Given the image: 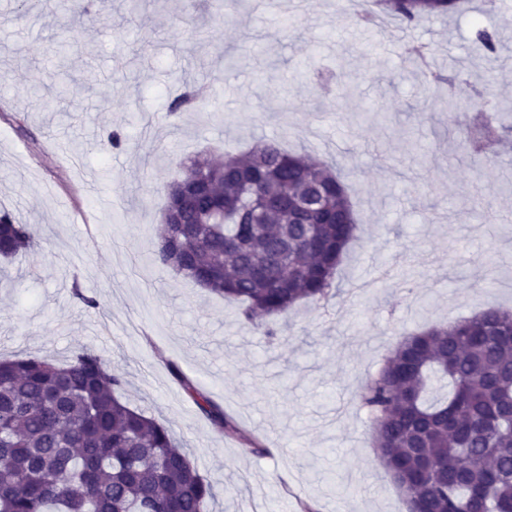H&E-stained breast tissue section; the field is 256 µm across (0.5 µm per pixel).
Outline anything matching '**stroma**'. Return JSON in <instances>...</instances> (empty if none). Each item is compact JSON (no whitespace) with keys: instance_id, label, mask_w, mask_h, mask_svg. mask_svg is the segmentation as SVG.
Segmentation results:
<instances>
[{"instance_id":"35a3bbf8","label":"stroma","mask_w":512,"mask_h":512,"mask_svg":"<svg viewBox=\"0 0 512 512\" xmlns=\"http://www.w3.org/2000/svg\"><path fill=\"white\" fill-rule=\"evenodd\" d=\"M186 0H96L80 22L44 0H0V209L29 224L30 253L0 262V359L82 351L122 373L124 401L167 426L215 492L211 512H401L361 404L407 334L512 310V168L475 163L459 146L484 82L512 107V66L472 47L475 23L512 50V0L384 32L355 24L348 0H249L230 21ZM206 33L195 41V26ZM292 26L296 33L281 32ZM69 37L79 49L56 55ZM428 44L454 82L459 129L426 88L404 44ZM330 70L350 97L317 93ZM67 80L59 112L39 111L33 79ZM219 97L169 116L184 87ZM119 133L121 145L100 144ZM260 139L337 160L357 238L326 306L297 304L270 338L237 308L154 263L165 185L198 155L223 159ZM97 300L88 307L86 298ZM258 437L267 454L217 432L173 380L169 363Z\"/></svg>"}]
</instances>
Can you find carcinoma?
<instances>
[{
	"label": "carcinoma",
	"instance_id": "obj_1",
	"mask_svg": "<svg viewBox=\"0 0 512 512\" xmlns=\"http://www.w3.org/2000/svg\"><path fill=\"white\" fill-rule=\"evenodd\" d=\"M243 0H210L223 18ZM460 0H373L354 13L373 26L385 18L411 25L454 12ZM96 21L94 0L61 4ZM475 47L491 56L499 42L485 28ZM54 98L33 85L37 108ZM483 112L461 145L483 163L512 129V116L480 95ZM201 112L197 96L174 99L169 114ZM175 180L201 182L186 210L193 228L162 224L154 261L213 294L240 304L260 326L302 300L326 301L357 230L347 187L332 165L290 153L274 140L224 157L193 158ZM36 245L30 225L0 211V258ZM289 263L267 276L258 262L277 253ZM170 372L199 412L250 453L269 449L241 429L175 364ZM124 377L83 351L57 364L44 358L0 361V512H209L215 493L170 429L118 396ZM362 403L387 471L401 470L400 500L421 512H512V312L487 308L406 337L367 381Z\"/></svg>",
	"mask_w": 512,
	"mask_h": 512
}]
</instances>
